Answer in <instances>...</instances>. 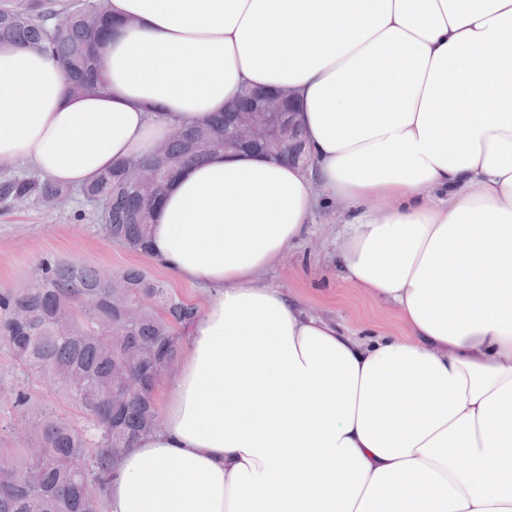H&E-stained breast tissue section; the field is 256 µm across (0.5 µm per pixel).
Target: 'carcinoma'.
Wrapping results in <instances>:
<instances>
[{
	"mask_svg": "<svg viewBox=\"0 0 512 512\" xmlns=\"http://www.w3.org/2000/svg\"><path fill=\"white\" fill-rule=\"evenodd\" d=\"M109 0H0V47L29 45L54 59L76 94L103 88L97 52L118 26ZM234 108L182 129L153 153L122 161L80 189L96 202L108 238L148 254L150 216L174 173L232 135ZM156 171L143 184L138 168ZM71 189L48 180L0 182V204L44 207ZM196 306L138 268L111 275L81 263L46 261L20 292H0V339L23 367L68 388L86 416L80 430L43 411L32 421L35 458L0 462V512H98L111 462L160 427L154 391L178 360Z\"/></svg>",
	"mask_w": 512,
	"mask_h": 512,
	"instance_id": "cac0c4a2",
	"label": "carcinoma"
}]
</instances>
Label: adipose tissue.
<instances>
[{"label": "adipose tissue", "instance_id": "ef3b65f1", "mask_svg": "<svg viewBox=\"0 0 512 512\" xmlns=\"http://www.w3.org/2000/svg\"><path fill=\"white\" fill-rule=\"evenodd\" d=\"M102 90L0 48V164L80 187L247 86L312 162L211 153L150 259L210 296L104 512H512V0H111ZM341 207L336 265L405 329L362 337L260 274Z\"/></svg>", "mask_w": 512, "mask_h": 512}]
</instances>
